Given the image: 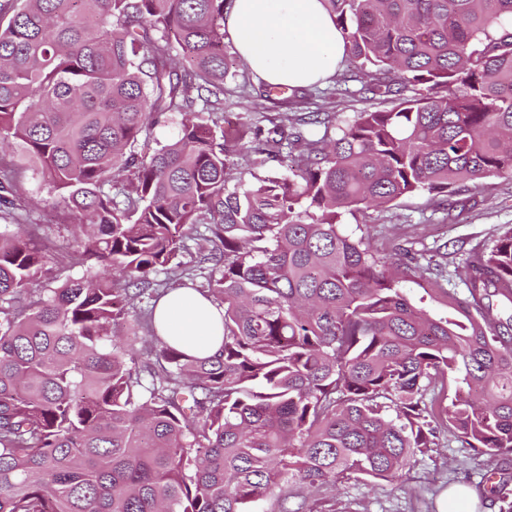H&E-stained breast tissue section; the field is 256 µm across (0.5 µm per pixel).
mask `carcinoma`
<instances>
[{"mask_svg": "<svg viewBox=\"0 0 512 512\" xmlns=\"http://www.w3.org/2000/svg\"><path fill=\"white\" fill-rule=\"evenodd\" d=\"M325 2L343 91L366 77L396 104L227 194L211 112L136 151L202 93L222 103L226 0H0V153L36 167L76 230L63 255L42 245L0 156V512H250L268 496L318 512L344 480L401 481L439 427L512 454V227L435 319L339 224L512 177V0ZM286 140L274 123L255 151L280 164ZM199 225L212 247L187 268ZM89 261L97 274H70ZM198 274L224 310L208 358L154 324ZM186 116L175 113L164 123L156 126L153 130V138L159 144H167L177 139L180 129L181 122Z\"/></svg>", "mask_w": 512, "mask_h": 512, "instance_id": "carcinoma-1", "label": "carcinoma"}]
</instances>
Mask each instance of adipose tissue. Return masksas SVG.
<instances>
[{
	"label": "adipose tissue",
	"instance_id": "ef3b65f1",
	"mask_svg": "<svg viewBox=\"0 0 512 512\" xmlns=\"http://www.w3.org/2000/svg\"><path fill=\"white\" fill-rule=\"evenodd\" d=\"M224 27L243 63L269 85L324 83L346 53L344 35L325 0H231ZM222 315L196 291L181 288L159 301L155 323L168 343L205 358L221 345Z\"/></svg>",
	"mask_w": 512,
	"mask_h": 512
}]
</instances>
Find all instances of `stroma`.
<instances>
[{
  "label": "stroma",
  "instance_id": "stroma-1",
  "mask_svg": "<svg viewBox=\"0 0 512 512\" xmlns=\"http://www.w3.org/2000/svg\"><path fill=\"white\" fill-rule=\"evenodd\" d=\"M224 54L230 67L224 77L225 122L268 128L270 122L304 139L336 135L357 113L388 110L392 96L362 90L352 82V95L341 94L336 81L298 91L283 99L265 98L263 81L239 59L232 41H225ZM332 118L329 125L308 124V113ZM22 185L32 201L30 223L40 225L47 244L64 250L74 237L60 215L64 203L49 204L47 188L40 176L25 173ZM465 211L443 209L436 197L416 194L364 211L344 212L340 222L355 237L364 239L372 254L391 262L431 263L457 292L465 287L457 276L463 260L473 251L492 247L505 227L512 226V179L493 177L478 187L466 186L459 194ZM408 298L434 318L448 315V298L432 277L410 275L400 280ZM465 485L476 491V512H499L502 497L512 498V455L490 456L462 447L440 433L435 447L414 452L404 486L384 481L343 482L336 494L318 498L319 512H438L441 495L450 487Z\"/></svg>",
  "mask_w": 512,
  "mask_h": 512
}]
</instances>
